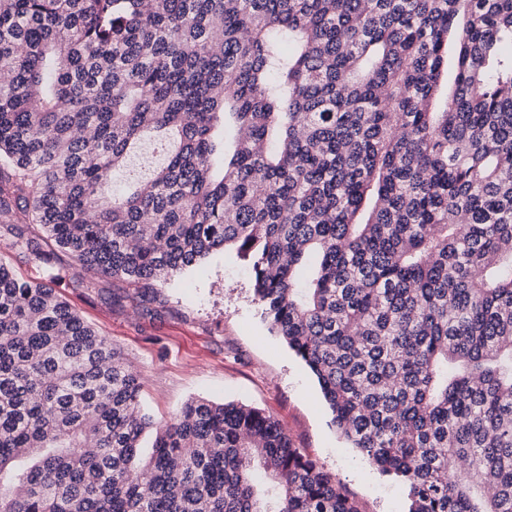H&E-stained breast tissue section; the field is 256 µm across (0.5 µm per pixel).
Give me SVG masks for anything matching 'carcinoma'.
I'll return each mask as SVG.
<instances>
[{"label":"carcinoma","instance_id":"1","mask_svg":"<svg viewBox=\"0 0 512 512\" xmlns=\"http://www.w3.org/2000/svg\"><path fill=\"white\" fill-rule=\"evenodd\" d=\"M4 235L135 287L233 251L409 512H512V0H0ZM141 389L0 259V512H361L260 410Z\"/></svg>","mask_w":512,"mask_h":512}]
</instances>
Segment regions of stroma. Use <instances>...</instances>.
I'll list each match as a JSON object with an SVG mask.
<instances>
[{
  "instance_id": "1",
  "label": "stroma",
  "mask_w": 512,
  "mask_h": 512,
  "mask_svg": "<svg viewBox=\"0 0 512 512\" xmlns=\"http://www.w3.org/2000/svg\"><path fill=\"white\" fill-rule=\"evenodd\" d=\"M52 266L60 270L57 293L139 373L143 403L156 420L197 397L258 408L285 427L295 448L335 474L363 512H408L406 488L381 475L336 431L316 379L270 333L251 272L232 252L156 286L160 300L147 310L137 289L118 281L89 291L72 287L64 253Z\"/></svg>"
}]
</instances>
